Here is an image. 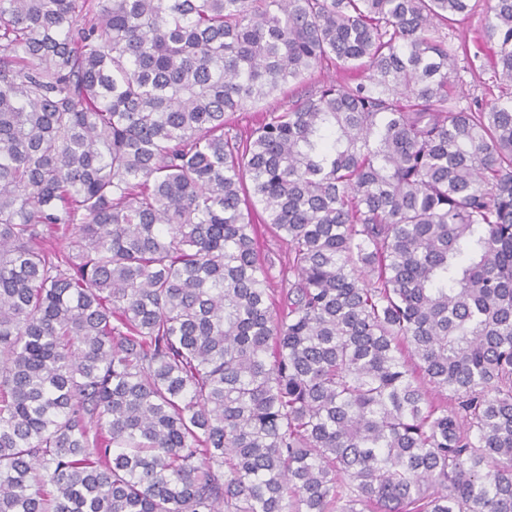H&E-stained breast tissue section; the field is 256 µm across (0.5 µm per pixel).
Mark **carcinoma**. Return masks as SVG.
<instances>
[{"label": "carcinoma", "instance_id": "obj_1", "mask_svg": "<svg viewBox=\"0 0 512 512\" xmlns=\"http://www.w3.org/2000/svg\"><path fill=\"white\" fill-rule=\"evenodd\" d=\"M470 11L0 0V512H512V97L459 106ZM480 39L512 86V0ZM324 62L356 81L224 130Z\"/></svg>", "mask_w": 512, "mask_h": 512}]
</instances>
